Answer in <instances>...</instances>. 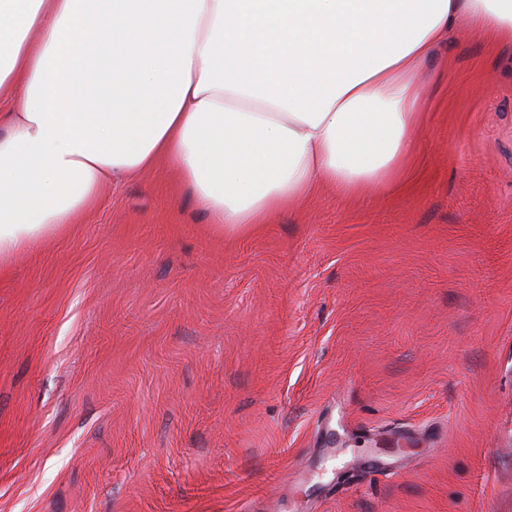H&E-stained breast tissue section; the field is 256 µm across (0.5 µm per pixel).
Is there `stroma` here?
I'll return each mask as SVG.
<instances>
[{"mask_svg": "<svg viewBox=\"0 0 512 512\" xmlns=\"http://www.w3.org/2000/svg\"><path fill=\"white\" fill-rule=\"evenodd\" d=\"M420 76L390 192L223 236L159 168L0 272V512H512V46Z\"/></svg>", "mask_w": 512, "mask_h": 512, "instance_id": "1", "label": "stroma"}]
</instances>
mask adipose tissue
<instances>
[{
    "mask_svg": "<svg viewBox=\"0 0 512 512\" xmlns=\"http://www.w3.org/2000/svg\"><path fill=\"white\" fill-rule=\"evenodd\" d=\"M512 0H0V267L165 162L216 232L411 171L420 64Z\"/></svg>",
    "mask_w": 512,
    "mask_h": 512,
    "instance_id": "1",
    "label": "adipose tissue"
}]
</instances>
